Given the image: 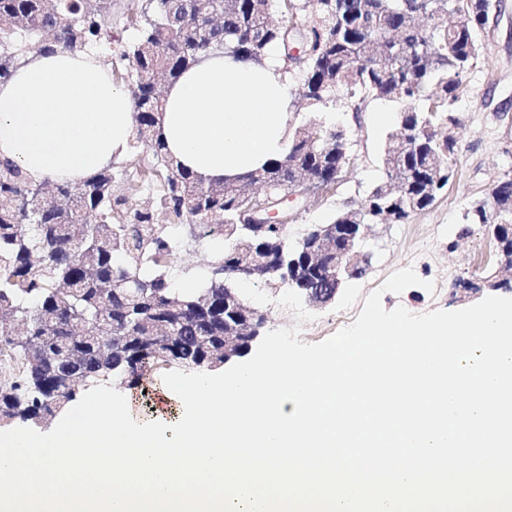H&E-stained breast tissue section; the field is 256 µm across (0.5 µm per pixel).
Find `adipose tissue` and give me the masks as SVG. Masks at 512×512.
<instances>
[{
	"label": "adipose tissue",
	"mask_w": 512,
	"mask_h": 512,
	"mask_svg": "<svg viewBox=\"0 0 512 512\" xmlns=\"http://www.w3.org/2000/svg\"><path fill=\"white\" fill-rule=\"evenodd\" d=\"M292 88L273 54L260 64L204 59L164 93L167 152L215 182L283 157ZM135 134L131 95L95 53H33L0 82V161L35 180L84 181L124 160Z\"/></svg>",
	"instance_id": "1"
}]
</instances>
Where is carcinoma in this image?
Listing matches in <instances>:
<instances>
[{"label":"carcinoma","instance_id":"1","mask_svg":"<svg viewBox=\"0 0 512 512\" xmlns=\"http://www.w3.org/2000/svg\"><path fill=\"white\" fill-rule=\"evenodd\" d=\"M488 16L487 0H130L124 25L136 40L117 56L127 62L120 78L146 157L78 184L34 181L0 162V425L54 419L89 382L144 388L159 368L193 372L207 356L224 358V292L237 280L224 270L237 245L224 225L236 223L238 200L166 152L161 82L216 53L260 64L273 48L285 54V28L306 34L307 54L288 77L309 109L338 97L355 112L373 99L401 105L400 132L382 150L386 177L365 194L354 223L379 224L389 213L402 224L435 202L421 189L434 167L440 191L453 175L442 158L456 139L441 131L457 124L462 76L480 57ZM379 30L400 44L380 51ZM112 40V0H0V80L32 43L82 51ZM327 139L336 127L297 126L287 154L259 172L275 189L306 171L323 190L338 160ZM495 187L506 221L512 179ZM145 190L151 204H133ZM490 211L480 202L466 221L488 224ZM187 226L210 260L200 287L184 290L170 271L182 262L175 232ZM271 241L282 264L268 279L280 282L304 245L284 233ZM293 287L318 301L336 294L324 276Z\"/></svg>","mask_w":512,"mask_h":512}]
</instances>
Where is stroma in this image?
<instances>
[{"mask_svg":"<svg viewBox=\"0 0 512 512\" xmlns=\"http://www.w3.org/2000/svg\"><path fill=\"white\" fill-rule=\"evenodd\" d=\"M481 56L476 67L463 78V93L457 105L459 123L455 136L459 155L454 175L434 204L417 212L403 224L371 227L367 244L373 253L372 267L364 278L347 283L326 306H311L315 319L297 323L294 313L276 305L287 287L275 282L264 285L271 298L260 308L267 317L266 330L300 326L299 339L317 343L352 324L366 297L379 289L395 271L410 267L433 290L412 287L402 294L382 296L385 309L404 307L415 314L436 309L459 310L482 300V293L461 288L472 267L489 257L484 229L467 224L472 204L487 199L493 179L512 177V0H496L481 33ZM400 106L387 100L370 101L360 115L348 108L332 106L312 113L298 109L297 123L315 119L345 126L353 161L346 181L335 193L311 195L297 220L289 228L290 238L303 235L308 225L324 224L339 210L357 206L366 191L384 176L383 145L396 132ZM379 112L387 121L376 120Z\"/></svg>","mask_w":512,"mask_h":512,"instance_id":"1","label":"stroma"}]
</instances>
